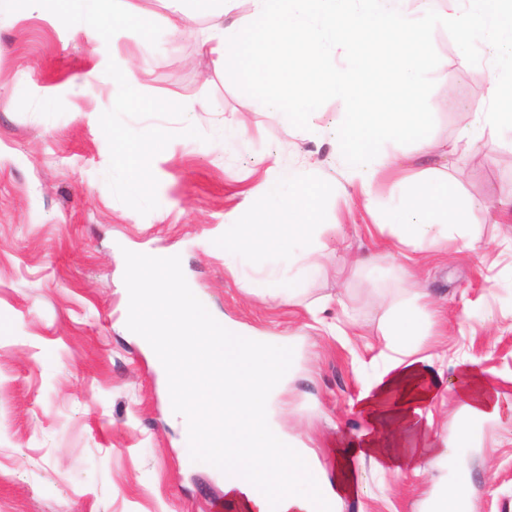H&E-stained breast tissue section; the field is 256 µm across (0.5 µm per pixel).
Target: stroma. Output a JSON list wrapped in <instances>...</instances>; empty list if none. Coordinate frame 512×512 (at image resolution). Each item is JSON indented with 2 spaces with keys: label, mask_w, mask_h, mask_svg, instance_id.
<instances>
[{
  "label": "stroma",
  "mask_w": 512,
  "mask_h": 512,
  "mask_svg": "<svg viewBox=\"0 0 512 512\" xmlns=\"http://www.w3.org/2000/svg\"><path fill=\"white\" fill-rule=\"evenodd\" d=\"M158 17L148 35L99 22L96 38L31 12L0 13V512H225L224 474L186 460L187 440L167 411L154 360L125 328V262L130 253H178L180 280L217 315L295 340L297 363L274 404L281 429L312 450L326 472L335 451L365 419L351 405L360 362L379 342L378 293L398 298L399 260L387 257L363 200L335 191L336 102L324 101L318 142L300 139L284 115L251 97L234 61L216 68L201 49L209 19L172 35L179 0H127ZM426 37L446 57L412 95L431 115L428 132L452 140L462 113L483 111L486 60L474 46L462 61L454 33ZM134 71L131 96L117 74ZM191 96L201 108L163 110L161 100ZM248 130L225 141L224 126ZM157 131L163 159L150 196L136 193L113 149L122 134ZM512 132L483 138L459 155L453 182L469 204L475 241L449 256H428L422 287L448 319L444 336L419 339L421 354L456 387L457 360L491 384L512 378V226L490 224L488 207L512 201ZM305 169L330 184L316 217L326 237L344 238L337 259L378 255L375 266L307 284L293 305L270 307L243 280L285 277L273 264L224 269V216L272 163ZM349 299L358 336L307 328L305 307ZM343 512H421L443 479L469 478L472 512H512V405L476 426L473 447L452 450L444 467H425L409 484L371 465Z\"/></svg>",
  "instance_id": "obj_1"
}]
</instances>
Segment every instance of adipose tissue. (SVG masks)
<instances>
[{"instance_id":"ef3b65f1","label":"adipose tissue","mask_w":512,"mask_h":512,"mask_svg":"<svg viewBox=\"0 0 512 512\" xmlns=\"http://www.w3.org/2000/svg\"><path fill=\"white\" fill-rule=\"evenodd\" d=\"M250 21L225 22L224 7L210 13L204 50L216 62L239 61L245 77L274 109L288 113L307 139H322L317 108L330 99L340 106L336 153L345 169L346 185L359 192L372 209L373 228L389 237L397 254H447L449 248L473 243L465 205L448 202L447 166L427 167L410 190L380 198L377 180L383 161L377 151L385 140L414 138L421 156L454 155L478 138L512 131V0H461L459 10L434 18L427 0H248ZM8 8L33 10L47 19H91L106 0H5ZM452 27L462 56L481 45L490 76L485 111L452 143L428 136L427 113L409 110L406 99L426 73L445 61L421 35L434 22ZM162 152L159 133L126 136L117 156L132 182L151 181ZM268 177L276 191L270 211H300L296 224L250 222L246 208L224 217V268L235 271L243 256L276 255L306 280L326 272L314 252L324 231L311 222L321 207L322 191L300 171L276 166ZM173 256L141 255L129 262L125 296L127 330L151 352L160 346L186 356L203 344L224 347L223 409H215L205 373L183 374L162 365L167 382L168 411L181 420L190 457L203 455L208 441L225 459L224 499L237 512H311L316 499L341 505L358 492L356 464L370 462L408 481L424 463L444 465L452 448L470 447L478 421L497 416L501 391L478 381L449 392L434 355H420L417 339L434 335L439 316L435 298L414 279L404 296L384 306L380 326L386 341L371 358L373 372L361 378L358 396L369 428L358 443L340 449L334 478L312 465L273 420L272 405L295 365L290 345L218 323L205 304L178 279ZM454 396L462 417L452 436L437 435L424 451H405L406 434L432 428L424 413ZM256 479L274 476L267 490L239 481L240 468Z\"/></svg>"}]
</instances>
